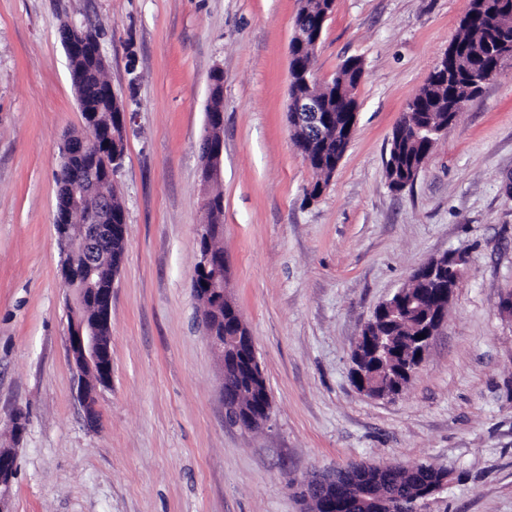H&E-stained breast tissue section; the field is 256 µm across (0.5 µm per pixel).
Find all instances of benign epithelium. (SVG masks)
I'll return each mask as SVG.
<instances>
[{"label":"benign epithelium","instance_id":"1","mask_svg":"<svg viewBox=\"0 0 512 512\" xmlns=\"http://www.w3.org/2000/svg\"><path fill=\"white\" fill-rule=\"evenodd\" d=\"M294 43L304 48L310 60H315L319 39L309 38V31L295 28L292 36ZM288 116L291 126L310 127L316 131L331 124L333 117L326 112L323 100L312 95L295 93L288 97ZM85 133L80 141L66 138L62 144V156L75 154L84 157L82 166L74 165L66 169L60 177L58 191L64 196V205L56 210L55 227L62 247V254L72 249L69 240L70 214L82 211L87 217L83 224L80 244L88 253H93L102 243L110 242L117 229L111 223L109 201L95 192V186L101 179L112 177L119 167L124 151L121 150L120 136L125 134L128 126V113L114 115L108 126L99 122L96 112L84 113ZM208 132L203 140L202 179L206 184L217 181L221 174L224 156V141L215 132L224 126V111L210 108L207 112ZM200 266L194 273L193 290L203 309L200 310V323L204 336L209 342L220 366L224 407L235 411V425L253 431L266 425V418L254 414L240 404V397L232 395L227 389L229 372L243 367L246 353L256 352L253 336L236 332L232 336L224 335V313L238 310L228 292V264L224 254H215L207 246L199 245ZM448 260L449 275L437 273L440 259ZM442 258L433 259L427 266H418L412 277L423 280L431 274L436 279L442 297L439 306L432 314L424 329L425 338L418 347H413L411 340H406L408 348L398 354L397 340L393 336H374L369 325H364L356 339L352 351V383L363 395L372 399H385L400 394V389L390 390L383 386L381 378L372 379L360 369L361 359L367 352L381 356L382 361L401 364V370L413 374L425 359L429 345L439 328L446 320L448 306L452 301L462 277L464 257L459 254H444ZM63 271V288L66 290V308L68 313L67 347L74 362L78 397L87 420L96 422L98 416V393L110 385L112 379L111 337L101 334L95 322H88L79 317V311L86 300L94 305L105 317H111L112 289L99 286L88 294L74 291L72 284L92 279L95 267L87 262L80 268L65 266ZM398 463H354L350 470L360 474L374 471L385 475L395 471ZM17 470L15 450H0V512H11L13 479ZM348 495L356 501L365 512H377L376 505L368 493L366 484L353 480L347 489ZM306 496L309 502L317 503L326 512L336 509V470L325 471L306 483Z\"/></svg>","mask_w":512,"mask_h":512}]
</instances>
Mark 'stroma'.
Returning a JSON list of instances; mask_svg holds the SVG:
<instances>
[{
  "mask_svg": "<svg viewBox=\"0 0 512 512\" xmlns=\"http://www.w3.org/2000/svg\"><path fill=\"white\" fill-rule=\"evenodd\" d=\"M300 0H0V445L12 512H303L297 485L351 462H430L420 512H512V67L467 100L412 186L393 191L394 127L469 0H336L314 61L364 62L356 132L327 188L287 122ZM100 33L129 114L113 183L127 248L112 284V382L77 399L54 228L64 135L84 121L59 31ZM224 72L223 246L255 339L268 428L226 423L192 279L208 192L200 146ZM466 265L400 395L351 381L356 337L424 261ZM26 418L14 434L16 415ZM17 470V455L15 448L3 452L0 448V511L12 512L13 479Z\"/></svg>",
  "mask_w": 512,
  "mask_h": 512,
  "instance_id": "35a3bbf8",
  "label": "stroma"
}]
</instances>
